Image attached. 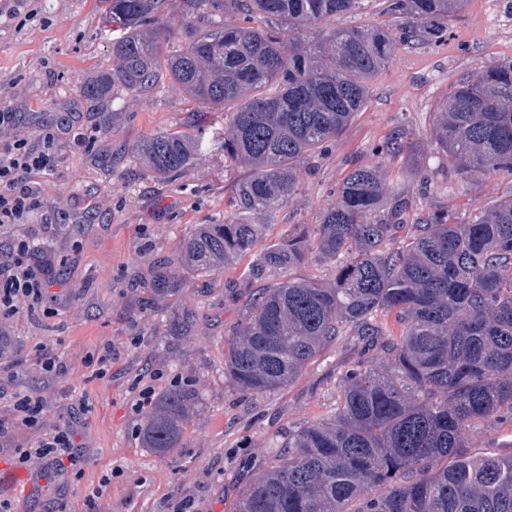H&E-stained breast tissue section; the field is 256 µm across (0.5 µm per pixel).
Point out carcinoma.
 <instances>
[{"label": "carcinoma", "instance_id": "1", "mask_svg": "<svg viewBox=\"0 0 512 512\" xmlns=\"http://www.w3.org/2000/svg\"><path fill=\"white\" fill-rule=\"evenodd\" d=\"M103 2L118 65L82 93L153 91L166 77L200 105L227 109L224 158L248 169L224 222L194 225L177 264L209 274L257 250L249 279L259 282L313 252L335 262L329 283L286 279L254 294L224 341V373L263 394L293 382L342 329L372 347L384 335L377 317L398 324L381 362L344 373L336 415L288 431L280 454L240 488L235 512H350L353 502L355 512H512V456L466 449L471 428L512 414V199L466 224L433 210L396 248L407 196L380 167L359 166L313 232L266 242L299 189L300 160L343 133L397 47L442 41L467 0H382L389 23L347 28L321 23L361 0H184L178 24L168 0ZM229 12L240 21L225 23ZM175 26L178 47L166 52ZM431 136L464 178L512 174V59L460 80L439 101ZM204 150L173 132L135 153L168 177ZM416 151L398 130L375 149ZM182 288L159 271L149 291L173 297ZM192 322L183 309L169 335H187ZM198 399L186 388L159 393L143 416L144 447L160 455L179 447Z\"/></svg>", "mask_w": 512, "mask_h": 512}]
</instances>
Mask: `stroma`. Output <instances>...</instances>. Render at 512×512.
I'll return each instance as SVG.
<instances>
[{"label": "stroma", "mask_w": 512, "mask_h": 512, "mask_svg": "<svg viewBox=\"0 0 512 512\" xmlns=\"http://www.w3.org/2000/svg\"><path fill=\"white\" fill-rule=\"evenodd\" d=\"M32 22L0 23V110L16 115V130L36 138L59 117L56 168L32 176L42 207L22 224L0 227V246L29 237L41 242L29 262L44 268L61 300L20 305L0 337V419L14 418L17 396L44 401L42 423L22 427L10 445L30 447L56 428L74 431L83 451L78 474L39 481L15 493L16 512H231L246 478L276 454L290 428L332 417L348 367L376 363L379 349L340 336L292 383L263 396L240 390L224 374V341L235 335L251 292L244 264L209 275L179 276L181 296L140 309L139 280L163 260L177 258L196 224H217L229 208L234 182L245 168L212 149L174 178L137 163L133 148L147 137L180 132L208 139L224 125L223 109L205 108L172 88L115 90L95 103L83 96L86 80L112 70L111 36L103 0H32ZM512 58V0H468L445 41L398 48L370 84L365 107L322 153L305 158L297 194L279 212L270 239L317 224L336 198L344 175L359 165L381 166L390 185L409 191L407 221L434 209L467 222L490 201L512 197V175L465 180L449 172L430 144L433 114L455 83ZM418 152L409 176L404 158L375 154L394 130ZM196 314L189 336L168 334L164 317L180 307ZM111 348L112 361L92 359ZM50 351L67 366L41 368ZM193 387L200 396L181 445L161 456L142 447L144 392Z\"/></svg>", "instance_id": "35a3bbf8"}]
</instances>
